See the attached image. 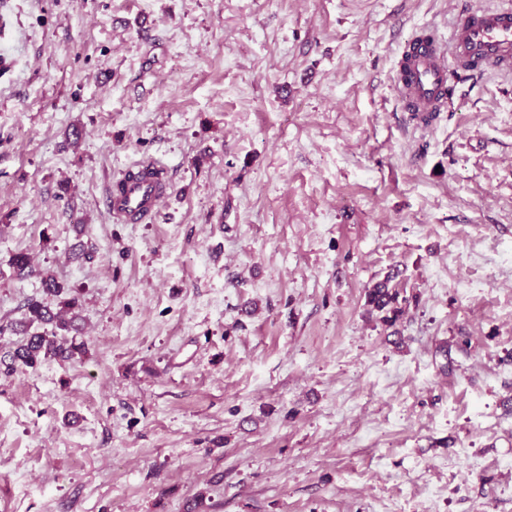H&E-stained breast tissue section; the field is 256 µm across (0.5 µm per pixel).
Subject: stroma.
I'll use <instances>...</instances> for the list:
<instances>
[{
	"mask_svg": "<svg viewBox=\"0 0 512 512\" xmlns=\"http://www.w3.org/2000/svg\"><path fill=\"white\" fill-rule=\"evenodd\" d=\"M493 2L0 0V512H512V74L394 87ZM47 271L88 352L29 368ZM145 174L126 183L118 195L110 194L107 209L112 218L123 224H140L167 198L171 186L166 179L167 167L155 160L134 165ZM390 279H384L374 284V286L368 290L367 300L368 305L380 313L386 315L382 317L385 322H393L397 319L401 313L402 308L399 305V291L394 288H390ZM391 313L392 316L388 314Z\"/></svg>",
	"mask_w": 512,
	"mask_h": 512,
	"instance_id": "35a3bbf8",
	"label": "stroma"
}]
</instances>
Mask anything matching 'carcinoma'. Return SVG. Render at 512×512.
Listing matches in <instances>:
<instances>
[{
  "label": "carcinoma",
  "instance_id": "1",
  "mask_svg": "<svg viewBox=\"0 0 512 512\" xmlns=\"http://www.w3.org/2000/svg\"><path fill=\"white\" fill-rule=\"evenodd\" d=\"M390 282L388 276L367 293L368 305L382 313L385 322L395 321L402 312L399 291L390 287ZM42 288L44 298L27 301L23 324L29 333L13 353V360L30 368L48 359L70 361L86 352L85 343L77 340L79 297L51 273L42 276Z\"/></svg>",
  "mask_w": 512,
  "mask_h": 512
}]
</instances>
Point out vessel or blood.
<instances>
[{"label": "vessel or blood", "mask_w": 512, "mask_h": 512, "mask_svg": "<svg viewBox=\"0 0 512 512\" xmlns=\"http://www.w3.org/2000/svg\"><path fill=\"white\" fill-rule=\"evenodd\" d=\"M489 72H512V0L461 11L450 43L431 34L412 37L396 86L414 111L435 112L454 100L465 78ZM137 168L140 178L107 198L108 212L116 222L142 223L169 194L164 164L148 160Z\"/></svg>", "instance_id": "obj_1"}]
</instances>
